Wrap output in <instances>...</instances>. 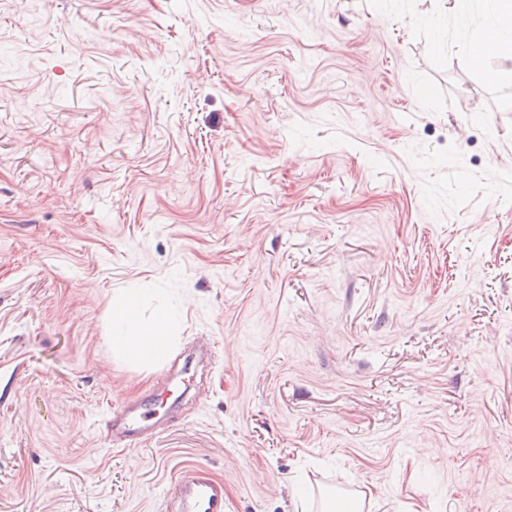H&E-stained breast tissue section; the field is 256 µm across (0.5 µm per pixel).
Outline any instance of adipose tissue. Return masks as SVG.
Masks as SVG:
<instances>
[{
    "label": "adipose tissue",
    "mask_w": 512,
    "mask_h": 512,
    "mask_svg": "<svg viewBox=\"0 0 512 512\" xmlns=\"http://www.w3.org/2000/svg\"><path fill=\"white\" fill-rule=\"evenodd\" d=\"M483 12V32L480 37L464 47L467 63L483 69L487 56L494 55L506 61L503 70L489 72L488 77L496 84L512 86V0H480ZM114 318L128 324L129 331L113 337V345L119 347L128 358L152 364L163 357L167 341V324L157 320L148 327L137 323L134 300H126L113 313Z\"/></svg>",
    "instance_id": "adipose-tissue-1"
}]
</instances>
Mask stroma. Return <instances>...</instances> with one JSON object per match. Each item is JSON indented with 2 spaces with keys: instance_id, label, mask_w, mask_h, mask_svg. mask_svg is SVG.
<instances>
[{
  "instance_id": "35a3bbf8",
  "label": "stroma",
  "mask_w": 512,
  "mask_h": 512,
  "mask_svg": "<svg viewBox=\"0 0 512 512\" xmlns=\"http://www.w3.org/2000/svg\"><path fill=\"white\" fill-rule=\"evenodd\" d=\"M439 0H0V512H512V93ZM167 316L162 362L112 310ZM217 351L181 374L199 344ZM173 379L134 448L114 406ZM113 317L129 325L124 336H113L112 344L119 347L128 358L144 363H157L163 357L167 341V324L162 318L149 327L137 325L135 302L131 296L114 311ZM177 507L183 512H225L224 491L202 467L184 469L175 482Z\"/></svg>"
}]
</instances>
